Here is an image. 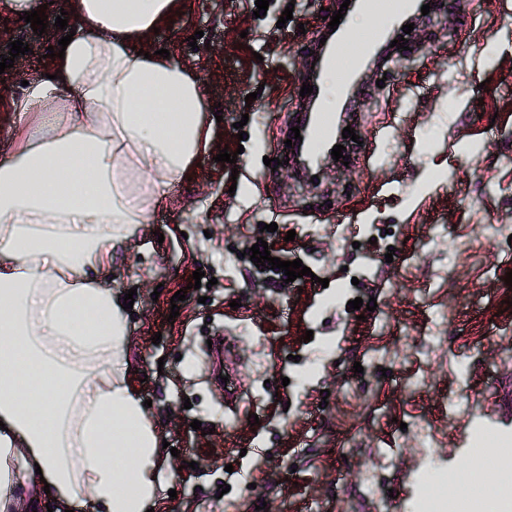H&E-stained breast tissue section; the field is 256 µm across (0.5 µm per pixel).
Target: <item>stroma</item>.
Masks as SVG:
<instances>
[{
    "label": "stroma",
    "mask_w": 512,
    "mask_h": 512,
    "mask_svg": "<svg viewBox=\"0 0 512 512\" xmlns=\"http://www.w3.org/2000/svg\"><path fill=\"white\" fill-rule=\"evenodd\" d=\"M340 5L271 0L258 17L255 0H182L147 44L202 76L212 135L112 255L113 288L136 292L121 313L127 378L170 444L155 512H415L425 469L468 492L464 434L512 428V243L498 234L512 222V0L418 17L406 50L363 76L348 162L302 177L281 163L282 141L321 11ZM59 33L0 10V55L30 47L0 74L14 93L50 66ZM222 145L236 163L217 161ZM260 239L311 276L258 269L247 252ZM199 269L216 285L191 289ZM358 297L375 311L348 309Z\"/></svg>",
    "instance_id": "1"
}]
</instances>
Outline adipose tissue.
<instances>
[{
    "mask_svg": "<svg viewBox=\"0 0 512 512\" xmlns=\"http://www.w3.org/2000/svg\"><path fill=\"white\" fill-rule=\"evenodd\" d=\"M178 0H65L75 35L23 94L0 91V512H149L159 437L123 369L112 252L209 144L205 83L140 56ZM17 495L26 499V501L30 498H40L41 502L39 503L38 510L39 512H48L46 508V503H49V506L52 507L53 512L56 511H65V510H74V512H92L91 504L87 498L81 499L83 505H76L75 507H66L63 510L59 508L54 501L48 500L43 496L42 489L37 481L29 480L25 482L22 486L18 487L15 491Z\"/></svg>",
    "mask_w": 512,
    "mask_h": 512,
    "instance_id": "adipose-tissue-1",
    "label": "adipose tissue"
}]
</instances>
